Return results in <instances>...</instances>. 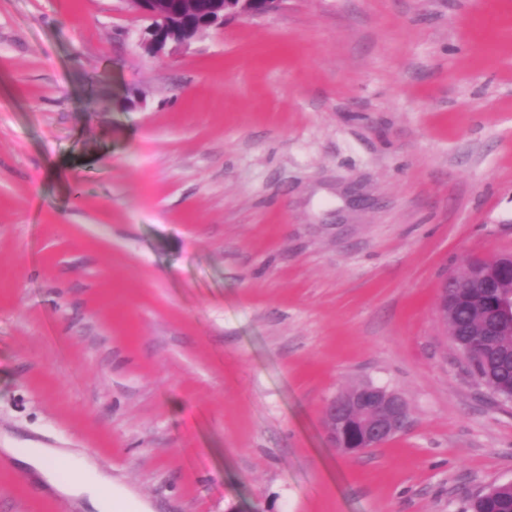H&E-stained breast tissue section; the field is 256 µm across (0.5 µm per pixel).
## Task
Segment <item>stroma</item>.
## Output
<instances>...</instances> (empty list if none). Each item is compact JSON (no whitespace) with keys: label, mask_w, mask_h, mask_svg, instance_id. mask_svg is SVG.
Wrapping results in <instances>:
<instances>
[{"label":"stroma","mask_w":512,"mask_h":512,"mask_svg":"<svg viewBox=\"0 0 512 512\" xmlns=\"http://www.w3.org/2000/svg\"><path fill=\"white\" fill-rule=\"evenodd\" d=\"M126 0H0V448L154 512H467L512 403L436 299L512 253V0H282L153 56ZM398 391L343 458L321 410ZM0 512H78L0 458ZM409 424V407L398 392L370 383L339 393L322 407L328 446L354 457L391 439ZM6 460L18 461L27 470L37 472L55 493L80 501L88 512H152L150 504L140 499L130 488L113 482L87 458H72L56 448H0ZM71 465L69 477L57 478V471Z\"/></svg>","instance_id":"obj_1"}]
</instances>
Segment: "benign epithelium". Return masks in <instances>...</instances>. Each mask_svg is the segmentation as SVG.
Returning a JSON list of instances; mask_svg holds the SVG:
<instances>
[{"instance_id":"benign-epithelium-1","label":"benign epithelium","mask_w":512,"mask_h":512,"mask_svg":"<svg viewBox=\"0 0 512 512\" xmlns=\"http://www.w3.org/2000/svg\"><path fill=\"white\" fill-rule=\"evenodd\" d=\"M282 0H210L205 15L216 27L229 20L253 19L276 10ZM132 10L151 21L143 43L149 52L162 54L168 45L190 42L187 33L192 19L175 12L173 0H127ZM512 271V254L502 255L494 269L468 263L465 276L453 274L442 284L437 303L440 320H448V295L459 288H481L492 291L507 271ZM493 312L512 321V293L492 302ZM409 424V407L398 392L370 383L360 384L339 393L322 407V427L328 446L339 455L357 456L404 431Z\"/></svg>"}]
</instances>
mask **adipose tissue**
<instances>
[{"label":"adipose tissue","instance_id":"adipose-tissue-1","mask_svg":"<svg viewBox=\"0 0 512 512\" xmlns=\"http://www.w3.org/2000/svg\"><path fill=\"white\" fill-rule=\"evenodd\" d=\"M7 459L37 472L55 493L79 501L85 512H151L148 502L113 482L91 460L55 448L5 449Z\"/></svg>","mask_w":512,"mask_h":512}]
</instances>
